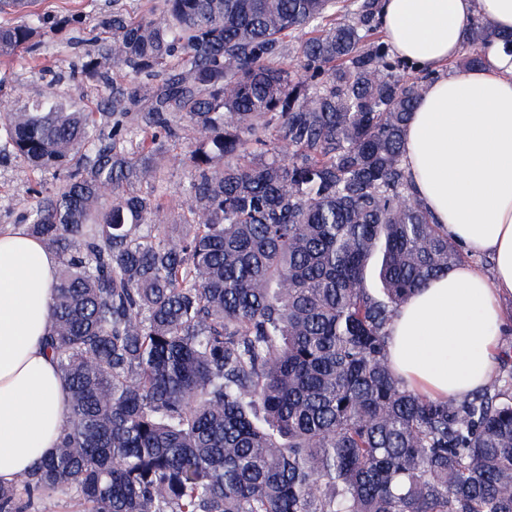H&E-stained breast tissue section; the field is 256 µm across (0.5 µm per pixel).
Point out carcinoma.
I'll return each instance as SVG.
<instances>
[{"label":"carcinoma","instance_id":"1","mask_svg":"<svg viewBox=\"0 0 512 512\" xmlns=\"http://www.w3.org/2000/svg\"><path fill=\"white\" fill-rule=\"evenodd\" d=\"M379 12L117 9L101 20L112 70L83 64L104 111L45 98L0 113V153L64 173L20 206L59 259L46 345L69 392L56 447L0 485V512H512V355L461 399L390 366L400 307L465 255L404 159L436 73L391 53ZM36 29L0 27V56ZM493 42L512 55V35L472 17L460 66ZM160 69L140 106L135 80ZM182 121L204 136L170 237L149 224L163 199L127 187L165 180L146 140Z\"/></svg>","mask_w":512,"mask_h":512}]
</instances>
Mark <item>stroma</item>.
I'll use <instances>...</instances> for the list:
<instances>
[{"instance_id": "35a3bbf8", "label": "stroma", "mask_w": 512, "mask_h": 512, "mask_svg": "<svg viewBox=\"0 0 512 512\" xmlns=\"http://www.w3.org/2000/svg\"><path fill=\"white\" fill-rule=\"evenodd\" d=\"M156 0H36L33 12L43 24L32 46L9 58L0 57V110L17 111L33 100L54 97L80 112L100 111L104 98L97 82L79 76L83 62L107 43L99 25L101 17L122 8L130 16L141 15ZM200 137L196 126L181 122L174 137L165 139L167 156L163 191L166 209L156 222L169 231H179L181 188L185 181L183 157ZM60 174L53 169L26 171L15 156L0 155V227L23 226L19 203L34 200L36 193L53 190Z\"/></svg>"}]
</instances>
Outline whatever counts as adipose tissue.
<instances>
[{
    "label": "adipose tissue",
    "instance_id": "adipose-tissue-1",
    "mask_svg": "<svg viewBox=\"0 0 512 512\" xmlns=\"http://www.w3.org/2000/svg\"><path fill=\"white\" fill-rule=\"evenodd\" d=\"M387 42L438 72L411 114L406 161L417 195L465 251L490 255L491 274L464 264L417 290L389 329L388 355L410 388L454 398L485 384L498 363L512 298V57L491 46L481 67L448 72L466 28L483 15L512 31V0H380ZM59 260L42 242L0 227V483L55 446L68 394L51 354L48 309Z\"/></svg>",
    "mask_w": 512,
    "mask_h": 512
}]
</instances>
